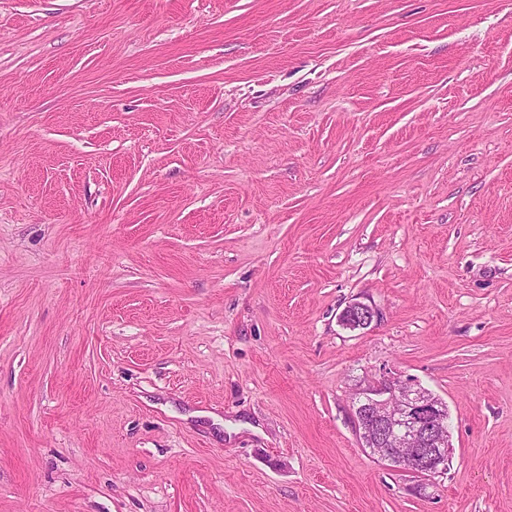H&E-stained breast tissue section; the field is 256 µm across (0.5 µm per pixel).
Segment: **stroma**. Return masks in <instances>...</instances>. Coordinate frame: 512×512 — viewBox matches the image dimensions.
Here are the masks:
<instances>
[{"label": "stroma", "instance_id": "obj_1", "mask_svg": "<svg viewBox=\"0 0 512 512\" xmlns=\"http://www.w3.org/2000/svg\"><path fill=\"white\" fill-rule=\"evenodd\" d=\"M0 512H512V0H0ZM374 318V312L367 305L352 303L344 310L342 322L351 329H363L369 326ZM353 418L362 446L381 461L428 479L448 471V410L414 384L385 380L357 393Z\"/></svg>", "mask_w": 512, "mask_h": 512}]
</instances>
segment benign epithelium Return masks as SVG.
<instances>
[{
  "label": "benign epithelium",
  "instance_id": "benign-epithelium-1",
  "mask_svg": "<svg viewBox=\"0 0 512 512\" xmlns=\"http://www.w3.org/2000/svg\"><path fill=\"white\" fill-rule=\"evenodd\" d=\"M374 312L352 303L342 322L369 326ZM353 418L362 446L381 461L425 479L448 471L451 448L447 406L431 392L398 379L357 393Z\"/></svg>",
  "mask_w": 512,
  "mask_h": 512
}]
</instances>
